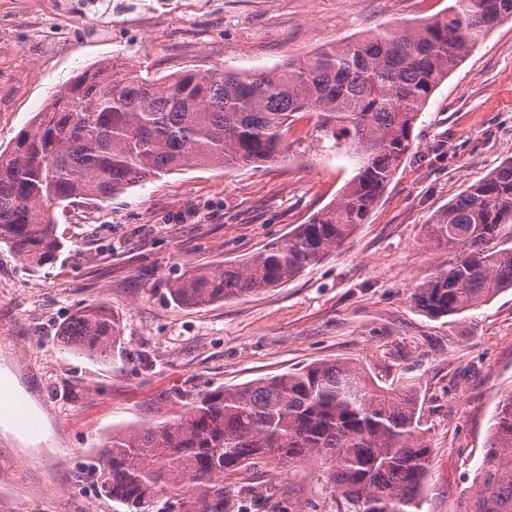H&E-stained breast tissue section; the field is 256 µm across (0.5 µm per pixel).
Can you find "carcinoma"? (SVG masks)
<instances>
[{
    "label": "carcinoma",
    "mask_w": 512,
    "mask_h": 512,
    "mask_svg": "<svg viewBox=\"0 0 512 512\" xmlns=\"http://www.w3.org/2000/svg\"><path fill=\"white\" fill-rule=\"evenodd\" d=\"M506 21L512 0H449L419 25L260 74L89 71L55 91L0 151V245L39 269L63 246L55 210L64 204L110 199L176 170L274 162L286 157L294 122L311 114L320 137L355 160L339 199L244 261L195 267L168 291L199 306L282 285L365 223L413 148L433 92ZM427 237L454 249L414 289L427 315H458L511 289L512 157L437 211ZM62 336L103 360L122 344L119 320L101 303L75 311ZM432 452L414 382L385 387L357 362L324 360L215 388L174 420L114 433L95 472L99 495L121 512H224V477L258 460L314 459L335 512H422ZM473 484L465 512H512V391L496 402Z\"/></svg>",
    "instance_id": "1"
}]
</instances>
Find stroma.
<instances>
[{
	"label": "stroma",
	"mask_w": 512,
	"mask_h": 512,
	"mask_svg": "<svg viewBox=\"0 0 512 512\" xmlns=\"http://www.w3.org/2000/svg\"><path fill=\"white\" fill-rule=\"evenodd\" d=\"M74 17L60 46L31 38L29 16L61 0H0L13 18L0 64L19 93L0 112V146L29 127L51 95L96 64L161 77L201 67L259 73L317 50L440 13L448 0H210L191 19L171 0H133L138 20ZM285 160L234 172L190 168L112 199L56 212L64 247L31 269L0 247V373L46 431L25 441L0 428V512H113L93 464L112 432L159 425L219 386L322 359L364 364L383 386L411 379L433 448L425 512H464L490 418L512 390V290L459 315L431 318L412 293L446 263L426 238L431 217L512 157V22L496 27L434 91L415 146L366 223L287 283L205 306H178L168 284L201 265L240 262L338 198L354 174L298 121ZM119 316L123 351L74 352L61 329L79 307ZM316 461H272L226 477V512H330Z\"/></svg>",
	"instance_id": "35a3bbf8"
}]
</instances>
